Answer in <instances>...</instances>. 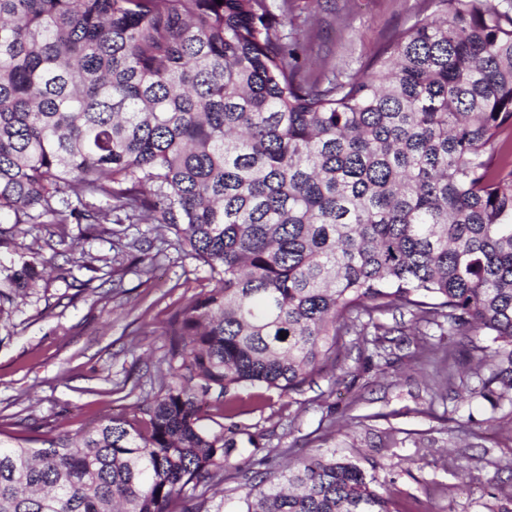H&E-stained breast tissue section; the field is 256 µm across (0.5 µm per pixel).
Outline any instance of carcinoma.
I'll return each instance as SVG.
<instances>
[{"instance_id":"obj_1","label":"carcinoma","mask_w":512,"mask_h":512,"mask_svg":"<svg viewBox=\"0 0 512 512\" xmlns=\"http://www.w3.org/2000/svg\"><path fill=\"white\" fill-rule=\"evenodd\" d=\"M275 6L0 0V216L157 224L216 279L171 315L139 417L0 439V512H206L230 393L299 390L362 314L490 337L485 386L512 395V0H436L320 80ZM35 268L0 277L1 327ZM259 464L239 512H392L351 461Z\"/></svg>"}]
</instances>
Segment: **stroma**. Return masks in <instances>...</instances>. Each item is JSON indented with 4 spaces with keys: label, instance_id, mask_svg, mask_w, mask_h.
<instances>
[{
    "label": "stroma",
    "instance_id": "obj_1",
    "mask_svg": "<svg viewBox=\"0 0 512 512\" xmlns=\"http://www.w3.org/2000/svg\"><path fill=\"white\" fill-rule=\"evenodd\" d=\"M424 0H288V31L320 76L363 69L393 33L423 14ZM137 241L141 261L113 247ZM56 268L0 329V431L76 436L104 417H130L166 369L167 321L213 282L155 224H119L90 236L83 225L21 224L0 239V268L32 257ZM426 334L427 351L413 343ZM489 337L449 334L407 310L379 314L342 337L334 365L264 404L240 390L235 422L255 446L226 462L222 497L237 512L248 486L239 471L270 457L336 455L357 463L394 512H512V401L478 396Z\"/></svg>",
    "mask_w": 512,
    "mask_h": 512
}]
</instances>
